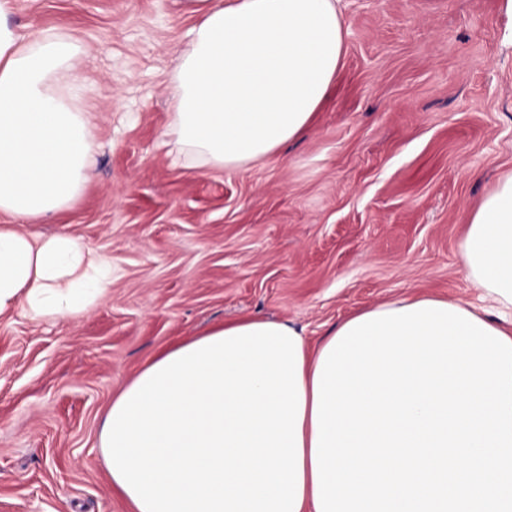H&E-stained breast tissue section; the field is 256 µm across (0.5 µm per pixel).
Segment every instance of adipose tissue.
I'll list each match as a JSON object with an SVG mask.
<instances>
[{
    "mask_svg": "<svg viewBox=\"0 0 512 512\" xmlns=\"http://www.w3.org/2000/svg\"><path fill=\"white\" fill-rule=\"evenodd\" d=\"M199 19L172 82L165 136L177 157L233 169L304 134L343 55L335 0H189ZM0 0V317L74 320L103 303L112 260L68 232L35 236L89 181L98 144L84 50L32 35ZM481 306L512 339V176L473 215L462 244ZM318 353L284 321L224 323L162 351L112 400L99 443L133 512H316L311 462Z\"/></svg>",
    "mask_w": 512,
    "mask_h": 512,
    "instance_id": "obj_1",
    "label": "adipose tissue"
}]
</instances>
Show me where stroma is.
I'll return each mask as SVG.
<instances>
[{
	"mask_svg": "<svg viewBox=\"0 0 512 512\" xmlns=\"http://www.w3.org/2000/svg\"><path fill=\"white\" fill-rule=\"evenodd\" d=\"M343 59L309 129L217 170L166 145L185 0H14L20 33L83 47L100 144L80 198L26 232L112 259L106 303L71 321L0 318V512H131L99 433L164 348L247 316L309 347L353 313L473 301L466 227L512 173L507 0H338Z\"/></svg>",
	"mask_w": 512,
	"mask_h": 512,
	"instance_id": "35a3bbf8",
	"label": "stroma"
}]
</instances>
